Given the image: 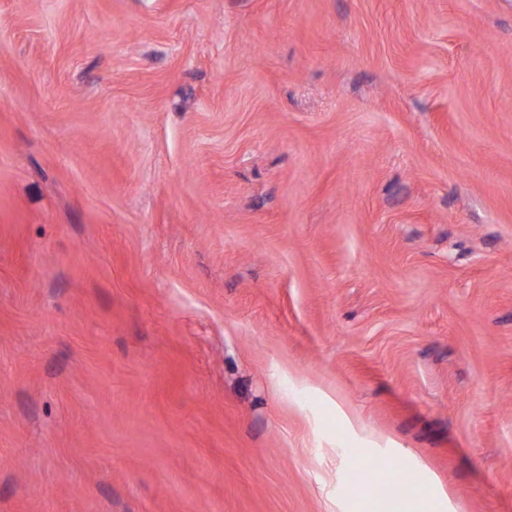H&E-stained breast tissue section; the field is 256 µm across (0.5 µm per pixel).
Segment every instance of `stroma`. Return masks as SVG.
<instances>
[{"instance_id":"35a3bbf8","label":"stroma","mask_w":512,"mask_h":512,"mask_svg":"<svg viewBox=\"0 0 512 512\" xmlns=\"http://www.w3.org/2000/svg\"><path fill=\"white\" fill-rule=\"evenodd\" d=\"M512 512V0H0V512Z\"/></svg>"}]
</instances>
